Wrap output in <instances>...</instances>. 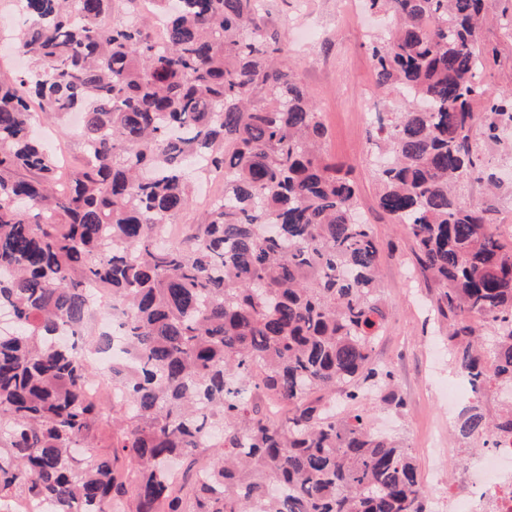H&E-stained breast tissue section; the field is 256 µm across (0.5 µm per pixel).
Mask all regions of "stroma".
Masks as SVG:
<instances>
[{"label": "stroma", "instance_id": "stroma-1", "mask_svg": "<svg viewBox=\"0 0 512 512\" xmlns=\"http://www.w3.org/2000/svg\"><path fill=\"white\" fill-rule=\"evenodd\" d=\"M267 21L290 49L289 62L309 92L327 127L326 153L359 186L358 204L371 224L379 247L388 323L374 348L376 364L393 371L404 399L403 411L374 404L372 426L395 436L415 457L424 484L465 488L479 455L453 432L464 407L492 411L500 400L496 390L472 393L458 384L459 403L433 394L436 381L452 379L449 357H435L433 347L447 340L433 307L439 289L416 260V246L403 225L392 223L378 206L369 131L373 110L398 112L404 107L397 92L378 87L369 50L371 35L381 22L367 15L363 0H265ZM487 20L479 43L492 57L482 73L487 95L512 89V33L499 25L502 13L512 14V0H486ZM473 137L489 167L500 180L492 190L470 178L462 187L464 200L489 209L495 225L512 234V129L500 142L487 140L482 125Z\"/></svg>", "mask_w": 512, "mask_h": 512}]
</instances>
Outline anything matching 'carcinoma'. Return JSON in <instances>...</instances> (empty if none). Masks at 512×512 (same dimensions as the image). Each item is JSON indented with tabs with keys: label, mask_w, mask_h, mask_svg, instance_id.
<instances>
[{
	"label": "carcinoma",
	"mask_w": 512,
	"mask_h": 512,
	"mask_svg": "<svg viewBox=\"0 0 512 512\" xmlns=\"http://www.w3.org/2000/svg\"><path fill=\"white\" fill-rule=\"evenodd\" d=\"M17 0L15 47L33 64L0 76V503L43 512H431L414 458L372 431L364 391L404 400L373 363L387 318L379 250L356 184L326 155L327 128L262 0ZM380 86L404 108L375 113L379 207L413 237L440 288L454 368L476 391L512 387V246L489 210L460 199L479 166L477 39L485 0H367ZM112 16L103 29L99 20ZM82 113L70 175L33 134ZM487 136L512 126V91L485 105ZM224 181L198 224L164 241L192 202L188 171ZM97 282L123 307L112 359L113 454L84 461L105 418L88 393L82 337ZM473 447L512 436V404L471 406ZM199 448L220 458L196 466ZM177 458L189 460L178 476Z\"/></svg>",
	"instance_id": "cac0c4a2"
}]
</instances>
